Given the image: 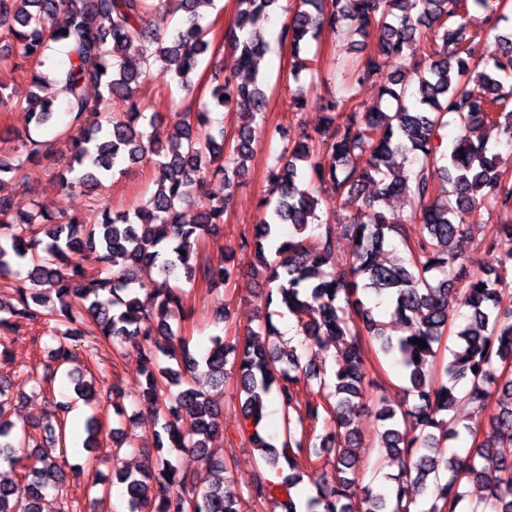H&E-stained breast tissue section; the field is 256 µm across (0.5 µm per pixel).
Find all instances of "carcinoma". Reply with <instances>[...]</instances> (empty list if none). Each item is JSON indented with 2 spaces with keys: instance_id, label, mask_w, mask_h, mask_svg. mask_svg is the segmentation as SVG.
Here are the masks:
<instances>
[{
  "instance_id": "cac0c4a2",
  "label": "carcinoma",
  "mask_w": 512,
  "mask_h": 512,
  "mask_svg": "<svg viewBox=\"0 0 512 512\" xmlns=\"http://www.w3.org/2000/svg\"><path fill=\"white\" fill-rule=\"evenodd\" d=\"M204 2L177 0L181 16L165 37L150 29V0H0V30L13 45L0 54V66L31 80L34 91L25 109L36 127L54 123L53 86L61 83L68 93L66 124L50 139L27 135L14 156L0 159V176L25 184L28 165L55 163L61 139L69 143L72 159L59 173L64 190L77 184L98 188L124 173L126 164L158 157L155 191L142 206L132 212L96 206V219L89 223L59 218L43 205L20 210L12 197L0 195V327L21 317L52 325L55 368L33 377L41 389L75 361V347L89 322L113 345L140 350L141 397L157 412L155 448L196 455L211 479L196 483L162 458L137 472L121 469L116 478L127 512L149 506L152 512H241L238 501L224 495L232 463L216 456L214 448L223 436L222 410L205 392L184 384L199 370L221 384L229 367L237 372L244 395L242 428L264 463L246 482L250 499L283 512H412L415 501L407 489L413 485L423 495L418 512H479L483 505L491 512H512V369L504 366L512 361V306L500 304L497 277L472 279L458 288L466 267L457 249L467 218L482 206L512 208V171L500 169L499 154L484 133L494 126L512 143V85L503 83L512 79V33L497 36L493 48L480 55L471 46L476 28L492 31L509 21V0H297L280 32L296 58L293 78L307 68L300 54L321 28L336 30L358 51L373 26L381 32L378 50L358 61L352 79L378 85L380 98L393 105L387 111L358 112L348 108V97L326 101L322 126L286 146L271 169L274 199L267 200L269 210L253 228L255 257L271 284L265 305L276 302L295 316L302 339L286 350L266 346L261 336L276 333L268 317L264 330H249L243 342L227 344L216 337L200 353L173 329L188 316L185 291L156 288L142 299L143 274L176 280L181 272L188 281L209 284L231 276L228 267L203 260L193 243L224 223L238 187L235 174L253 153L252 124L268 107L258 67L268 41L255 23L279 0H237L225 40L250 78L238 82L216 71L210 90L213 109L234 110L245 118L227 151L224 130L201 133L210 124L208 113L188 108L164 125L136 100L139 86L154 75L176 83L185 97L193 96V73L211 45L198 12ZM56 44L65 46L66 62L50 78L39 67ZM411 46L426 62L412 85L397 72H386L389 60ZM472 81L484 89L483 96L472 94ZM90 89L97 98H89ZM116 98L126 102L125 111H112ZM450 120L460 134L441 152L437 131ZM396 155L411 157L416 168L407 174L393 167ZM444 159L446 181L438 183L433 170ZM76 165L90 167L77 181L70 178ZM217 178L223 194L196 206L195 195H207L208 184ZM316 184L328 185L336 209L356 204L343 224H322L317 214L322 198L308 189ZM399 196L410 203L407 223L421 225L423 234L409 247L408 260L384 262L381 255L402 236V223L383 206ZM283 224L292 227L286 237L280 232ZM310 228L323 230L317 247L304 237ZM338 230L354 244L345 265L336 263ZM488 246L502 265H512V225L496 227ZM86 249L97 252L94 271L81 263ZM374 299L387 301L390 320L375 314ZM456 302L468 308V315L454 326L448 312ZM399 322L411 326L408 335H393ZM450 330L455 346L438 376L433 362ZM365 335L397 362L417 403L394 408L380 399V448L396 459L398 472L388 484L366 489L356 505L350 488L361 440L356 418L367 378ZM414 338L427 347L411 343ZM324 339L333 340L342 354L333 384H320L331 388L328 397L335 399L336 465L305 473L300 458L315 447L305 424L319 419L322 405L300 403L295 386L316 377L303 350L321 346ZM164 357L176 367L162 365ZM66 376L87 405L120 393L115 385L98 389L69 370ZM173 386L180 387L175 394ZM271 395L282 404L281 436L262 426L265 399ZM15 401L11 387L0 384V462L11 470L24 468L19 483L0 482V512H42L44 491L60 490L66 482L64 418L72 403L53 402L54 423L43 426L45 442L35 443L25 426L8 417ZM460 401L493 402L488 415L492 437L463 454L445 446L461 434L459 422L448 416ZM85 431L83 447H98V409L87 417ZM283 460L296 475L281 483L267 478L266 472L277 470ZM305 478L315 494L301 499L292 489ZM466 482L484 490L482 503H466Z\"/></svg>"
}]
</instances>
